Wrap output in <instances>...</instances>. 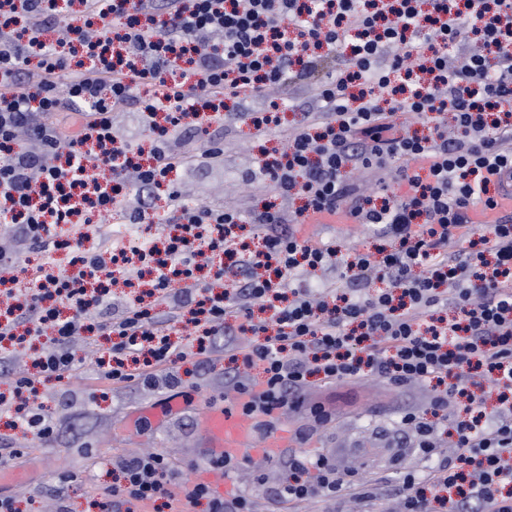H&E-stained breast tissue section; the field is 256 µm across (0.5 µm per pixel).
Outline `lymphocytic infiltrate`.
Returning <instances> with one entry per match:
<instances>
[{
  "instance_id": "f902f5d3",
  "label": "lymphocytic infiltrate",
  "mask_w": 512,
  "mask_h": 512,
  "mask_svg": "<svg viewBox=\"0 0 512 512\" xmlns=\"http://www.w3.org/2000/svg\"><path fill=\"white\" fill-rule=\"evenodd\" d=\"M82 0L90 22L69 24V38L43 36L60 0H0V225L17 244L58 239L67 224L120 216L142 224L148 200L168 191V222L177 233L165 251L152 238L131 249L111 246L80 256L74 274H48L21 289L16 317L0 323V340L25 348L49 337L39 365L62 377L78 342L93 330L114 341L99 359L115 384L182 385L175 370L187 359H224V380L245 414L278 421L301 413L297 434L333 420L310 402L311 377L327 385L364 378L395 390L430 386L428 408L462 406L450 420L454 453L427 473L408 468L399 494L405 512H512V212L499 201L512 187V0ZM125 21L115 35L113 18ZM475 36L481 49L457 56ZM303 80L319 112H306L274 154L249 177L278 197L251 218L199 204L168 189L171 173L222 162L220 143L181 155L173 140L189 120L222 121L224 102L269 96L261 113H241L252 140L279 127L287 82ZM152 134V161L112 130V114L139 98ZM421 132H414V125ZM389 171L405 194H365L357 175ZM301 198L300 208L285 204ZM496 211L475 234L476 210ZM345 213L376 229L375 254L298 239L293 227L313 214ZM251 222L260 249L236 234ZM15 248L0 247V266ZM231 257L213 276V292L194 272L210 253ZM152 264L151 294L167 302L160 320L142 298L111 317V298L88 280L113 268ZM336 267L347 290L314 289L308 278ZM381 281V288L367 284ZM455 308L457 315L444 317ZM190 332L181 342L172 324ZM39 380L13 382L14 411L24 433L48 441L57 422L38 401ZM496 393L492 412L483 397ZM286 482L270 495L289 512L304 503L341 512L343 495L371 497L367 477L337 474L325 455L270 457ZM114 482L98 512H131L137 503L170 512L174 489L186 512H255L245 494L224 497L190 480L157 451L113 462Z\"/></svg>"
}]
</instances>
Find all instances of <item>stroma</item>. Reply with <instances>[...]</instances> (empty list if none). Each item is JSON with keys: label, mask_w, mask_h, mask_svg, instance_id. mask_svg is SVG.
<instances>
[{"label": "stroma", "mask_w": 512, "mask_h": 512, "mask_svg": "<svg viewBox=\"0 0 512 512\" xmlns=\"http://www.w3.org/2000/svg\"><path fill=\"white\" fill-rule=\"evenodd\" d=\"M220 141L223 163L180 171L178 186L198 203L235 207L246 215L263 210L274 200L271 191L243 185L244 177L255 167L261 145L251 140L245 124L231 121L221 132ZM297 230L299 237L344 249L371 250L378 243L373 227L366 224H301ZM184 381L190 403L157 424L146 419L145 410L167 396L165 386L112 384L101 378L97 366L87 359L63 378L46 380L39 385L38 395L57 418L58 435L52 442H42L9 429L7 416L0 413V448L25 450L20 463L0 469V495L13 498L18 512H56L57 504L47 491L48 481L55 472L68 469L77 475L66 500L68 512H93L92 501L113 481V458L155 449L189 469L191 479L210 484L218 494L249 493L256 512H274L268 491L286 478L283 468L267 469L260 484L249 470L242 469L228 486L221 473L206 465L205 436L199 420L205 405L224 404L223 364L207 371L192 368ZM427 392V387L414 386L398 395L376 379L356 385H312L308 398L332 399L336 418L315 431L307 447L329 456L339 472L368 476L376 496H388L404 468L429 466L418 456L413 436L402 431L400 422L401 408H421Z\"/></svg>", "instance_id": "obj_1"}]
</instances>
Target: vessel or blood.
I'll use <instances>...</instances> for the list:
<instances>
[{"instance_id": "1", "label": "vessel or blood", "mask_w": 512, "mask_h": 512, "mask_svg": "<svg viewBox=\"0 0 512 512\" xmlns=\"http://www.w3.org/2000/svg\"><path fill=\"white\" fill-rule=\"evenodd\" d=\"M256 423V418L244 415L234 404L205 406L203 430L210 455L240 457L255 445Z\"/></svg>"}]
</instances>
